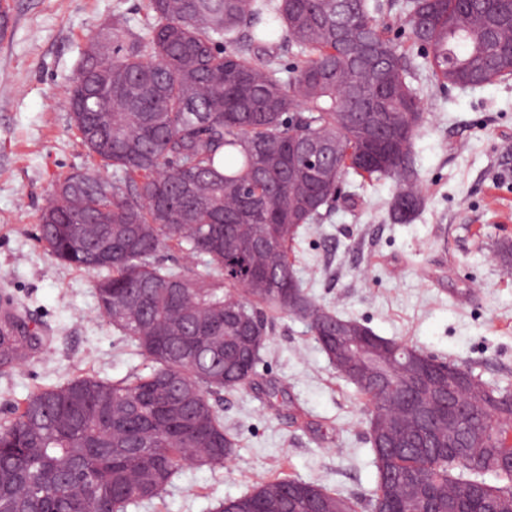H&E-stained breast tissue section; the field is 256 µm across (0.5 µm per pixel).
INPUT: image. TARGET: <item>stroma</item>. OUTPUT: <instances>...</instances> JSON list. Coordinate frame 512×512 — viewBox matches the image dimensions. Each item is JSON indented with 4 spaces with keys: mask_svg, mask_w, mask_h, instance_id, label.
I'll return each instance as SVG.
<instances>
[{
    "mask_svg": "<svg viewBox=\"0 0 512 512\" xmlns=\"http://www.w3.org/2000/svg\"><path fill=\"white\" fill-rule=\"evenodd\" d=\"M378 18L412 65L424 112L414 165L423 204L404 223L396 183L345 181L291 257L310 295L376 334L512 386V77L441 86L409 33L405 0H378ZM0 302L18 306L49 337L0 373V425L37 388L78 376L115 380L150 364L99 314L92 275L37 240L39 216L60 177L93 163L70 124L65 96L90 30L114 17L141 31L146 0H0ZM252 389L212 395L237 451L223 469L187 466L161 497L129 512H212L260 480L292 476L366 503L376 486L367 406L337 377L305 325L280 313ZM276 399H268L270 388Z\"/></svg>",
    "mask_w": 512,
    "mask_h": 512,
    "instance_id": "35a3bbf8",
    "label": "stroma"
}]
</instances>
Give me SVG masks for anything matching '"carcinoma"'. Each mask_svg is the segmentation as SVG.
Masks as SVG:
<instances>
[{
  "label": "carcinoma",
  "instance_id": "obj_1",
  "mask_svg": "<svg viewBox=\"0 0 512 512\" xmlns=\"http://www.w3.org/2000/svg\"><path fill=\"white\" fill-rule=\"evenodd\" d=\"M377 10L374 0H347L340 27L336 0H147L145 33L120 21L91 31L66 105L96 163L70 188L53 186L39 240L97 275L98 310L151 369L117 381L76 377L14 406L0 425V512H127L187 465L224 467L236 442L210 396L251 386L267 311L304 323L328 360L342 349L418 395L400 407L388 387L346 379L368 398L369 426L406 431L399 451L373 449L370 512L384 500L393 512H460L469 487L512 512V389L472 375L460 396L473 399L470 416L451 431L437 419L436 448L406 447L422 432L420 409H439L409 363L421 349L312 299L290 259L298 229L316 223L350 176L361 185L396 179L399 223L420 207L413 148L424 115L409 58ZM404 27L443 86L512 76V0H410ZM281 34L303 57L286 80L254 53ZM301 137L320 142L328 160L290 157ZM171 248L202 258L203 269L165 265L160 253ZM37 340L20 313L0 317V372ZM462 434L469 447L448 454ZM359 507L288 476L216 512Z\"/></svg>",
  "mask_w": 512,
  "mask_h": 512
}]
</instances>
